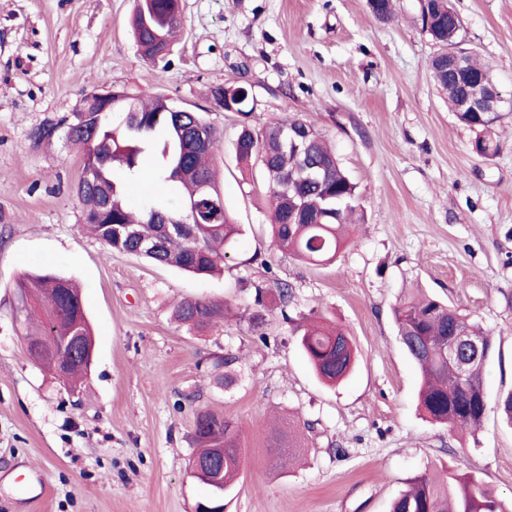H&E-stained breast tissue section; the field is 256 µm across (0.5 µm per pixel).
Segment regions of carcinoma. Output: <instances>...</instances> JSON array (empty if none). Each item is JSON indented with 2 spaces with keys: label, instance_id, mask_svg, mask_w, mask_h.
<instances>
[{
  "label": "carcinoma",
  "instance_id": "carcinoma-1",
  "mask_svg": "<svg viewBox=\"0 0 512 512\" xmlns=\"http://www.w3.org/2000/svg\"><path fill=\"white\" fill-rule=\"evenodd\" d=\"M369 12L379 21L394 16L393 0H367ZM420 20L438 47L430 62L435 83L448 96L457 120L475 133L474 151L482 157L498 153L494 139L495 112H459L465 81L448 73L445 52L448 40H462L463 22L458 13L448 16V0H425ZM181 15L170 0H136L132 35L136 46L151 59L157 40H177ZM117 102L107 112H74L71 119L46 120L34 127L29 139L35 146L61 136L82 152V174L77 195L82 220L108 248L145 257L160 265L176 267L198 277L222 268L228 249L241 234L224 206V195L215 178L213 158L224 137L223 130L199 112H175L171 102L156 96L148 102L116 92ZM308 127L289 116L279 123L256 129L240 127L235 140L239 161L260 164L274 204L270 250L288 253L313 265L332 262L344 246L353 243L346 233L361 208L357 184L340 164L334 151L318 133L307 146L290 145L286 133ZM154 157L150 180L170 186L174 202L161 204L146 195L133 213L127 204L126 184L143 175V158ZM14 317L21 318L25 355L48 336H80L86 350L93 337L82 295L72 280L45 269L19 279ZM182 322L205 330L225 319L224 305L202 299L183 301L176 310ZM400 342L421 379L419 405L426 418L461 436L476 432L488 407L484 368L494 340L478 328L470 315L452 304L426 294H404L394 308ZM303 352L316 375L334 385L347 379L357 360L349 331L316 312L297 327ZM465 336L470 355L465 367L450 354L457 334ZM41 365L64 379L75 392L87 375L88 361L64 362L45 358ZM210 428H195L202 459L224 455V467L210 474L211 497L205 504H223L239 473L241 448L236 421L211 411L197 414ZM297 447L293 437L273 436L275 457ZM391 512H512L482 478L461 474L453 467H439L415 477L393 502Z\"/></svg>",
  "mask_w": 512,
  "mask_h": 512
}]
</instances>
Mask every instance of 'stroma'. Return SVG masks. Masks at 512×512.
Returning a JSON list of instances; mask_svg holds the SVG:
<instances>
[{
    "label": "stroma",
    "instance_id": "35a3bbf8",
    "mask_svg": "<svg viewBox=\"0 0 512 512\" xmlns=\"http://www.w3.org/2000/svg\"><path fill=\"white\" fill-rule=\"evenodd\" d=\"M394 3L384 23L365 0H181V38L155 63L132 37L135 0H0V476L17 465L41 474L33 512H195L210 493L191 470L206 410L235 419L244 448L224 512H389L440 462L512 497V426L497 409L512 391V0H453L465 47L492 64L503 97L501 150L489 158L433 82L420 0ZM225 84L248 89L249 115L215 106L211 91ZM102 86L167 96L223 129L220 184L242 229L223 274L117 253L87 232L78 150L34 146L28 133ZM290 115L335 148L364 208L353 244L322 266L271 251L262 175L233 147L242 124ZM45 268L83 289L95 354L76 394L25 357L13 320L14 283ZM278 282L292 287L289 308L266 297L253 326L255 285ZM417 287L494 336L475 434L454 436L417 408L419 374L393 315ZM191 298L234 316L189 328L173 310ZM312 311L346 327L358 350L333 388L294 331ZM275 418L298 437L295 465L271 454Z\"/></svg>",
    "mask_w": 512,
    "mask_h": 512
}]
</instances>
